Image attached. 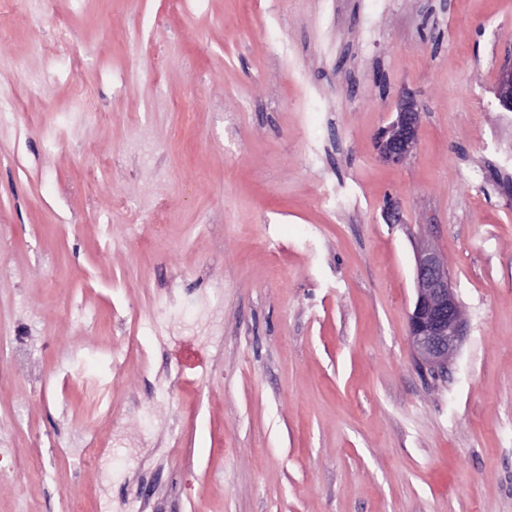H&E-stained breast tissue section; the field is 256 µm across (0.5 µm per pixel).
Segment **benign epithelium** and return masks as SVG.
Masks as SVG:
<instances>
[{
	"mask_svg": "<svg viewBox=\"0 0 512 512\" xmlns=\"http://www.w3.org/2000/svg\"><path fill=\"white\" fill-rule=\"evenodd\" d=\"M496 95L502 107L512 109V62L500 69ZM420 113V105L410 94L399 98L395 119L377 141L384 161L398 164L413 152L419 140ZM415 287L416 301L408 315L412 348L422 364L444 369L466 336V324L448 267L432 247L418 251Z\"/></svg>",
	"mask_w": 512,
	"mask_h": 512,
	"instance_id": "1",
	"label": "benign epithelium"
}]
</instances>
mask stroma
I'll list each match as a JSON object with an SVG mask.
<instances>
[{
	"label": "stroma",
	"mask_w": 512,
	"mask_h": 512,
	"mask_svg": "<svg viewBox=\"0 0 512 512\" xmlns=\"http://www.w3.org/2000/svg\"><path fill=\"white\" fill-rule=\"evenodd\" d=\"M44 12L103 120L68 122L65 65L29 96ZM0 25V512H97L93 442L139 512H512V0H0ZM422 246L467 324L443 373L409 342ZM420 113V105L410 94L405 93L399 98L395 119L377 141L384 161L398 164L413 152L419 140Z\"/></svg>",
	"instance_id": "1"
}]
</instances>
